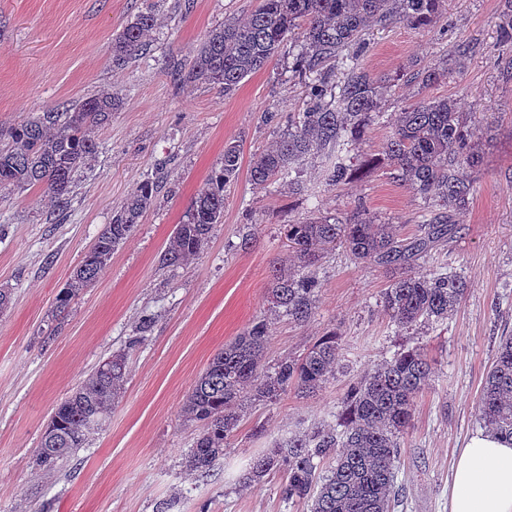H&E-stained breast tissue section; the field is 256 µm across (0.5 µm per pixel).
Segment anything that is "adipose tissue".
I'll return each instance as SVG.
<instances>
[{"label":"adipose tissue","mask_w":512,"mask_h":512,"mask_svg":"<svg viewBox=\"0 0 512 512\" xmlns=\"http://www.w3.org/2000/svg\"><path fill=\"white\" fill-rule=\"evenodd\" d=\"M448 512H512V440L483 432L468 439L453 468Z\"/></svg>","instance_id":"1"}]
</instances>
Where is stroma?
<instances>
[{"instance_id": "obj_1", "label": "stroma", "mask_w": 512, "mask_h": 512, "mask_svg": "<svg viewBox=\"0 0 512 512\" xmlns=\"http://www.w3.org/2000/svg\"><path fill=\"white\" fill-rule=\"evenodd\" d=\"M257 0H0V127L62 109L101 92L120 107L93 130L95 157L79 174L65 209L42 192L0 189V288L11 304L0 312V512H309L284 501L282 475L245 488L251 458L282 440L335 422L349 383L418 347L434 373L418 395L401 446L394 512H448V484L460 448L481 427L476 402L501 337L512 335V74L504 71L499 19L512 0H443L436 23L414 29L391 21L369 27L358 66L392 84L379 116L350 147L351 160L382 156L403 107L421 98L454 99L483 135L471 171L474 191L455 216L461 231L440 250L449 271L469 283L446 323L401 331L380 297L388 274L351 261L343 248L325 252L311 319L295 324L275 312L268 288L288 265L283 227L317 215L345 217L363 206L379 223L414 234L428 210L386 165L330 186L333 155L314 150L289 179L257 189L256 154L278 130L263 115L303 111L304 82L291 66L300 40L288 41L269 66L233 94L179 85L171 60L193 50L225 17H244ZM157 24L142 54L112 64V40L138 12ZM453 60L448 79L421 87L416 74ZM239 144L242 164L224 189V221L214 225L199 258L163 266L176 224ZM160 185L155 203L116 250L99 278L53 315L55 298L93 246L112 213L140 181ZM154 322L136 348L128 342L143 316ZM256 319L266 320L265 364L307 351L326 331L339 342L336 377L316 392H288L245 410L207 478L187 472L184 453L196 435L180 406L196 377L225 344ZM127 351V374L109 421L78 455L52 467L35 462L56 405L98 364Z\"/></svg>"}]
</instances>
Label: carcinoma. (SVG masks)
Wrapping results in <instances>:
<instances>
[{
  "instance_id": "carcinoma-1",
  "label": "carcinoma",
  "mask_w": 512,
  "mask_h": 512,
  "mask_svg": "<svg viewBox=\"0 0 512 512\" xmlns=\"http://www.w3.org/2000/svg\"><path fill=\"white\" fill-rule=\"evenodd\" d=\"M442 0H261L244 21L227 18L209 31L188 63L173 65L183 84L218 85L234 91L248 76L264 69L292 37L302 53L293 72L311 75L307 103L288 114L286 130L254 159L251 182L264 188L289 174L294 161L315 149L335 148L345 137H361L382 107L390 78L375 76L352 63L336 87L328 64L363 44L374 23L399 21L426 28L437 19ZM156 25L152 12H139L112 40V65L136 58L143 39ZM424 87L448 79V64L418 75ZM119 99L90 95L64 112L48 109L27 122L0 130V188L28 187L68 203L75 180L97 153L92 130L107 124ZM478 128L468 124L448 98L408 104L387 142L384 160L401 183L438 207L425 216L416 233L406 237L399 224H377L362 208L348 218L312 217L286 225L295 262L274 274L273 308L295 322L311 317L321 283L316 273L320 251L343 244L359 263L391 274L381 303L400 329L445 321L458 308L468 285L438 264L425 274L415 271L421 259L445 238L459 233L455 215L466 208L473 189L465 173L478 166ZM238 144L224 147L218 174L192 200L186 219L176 225L162 258L167 265L197 259L214 225L224 219V188L238 174ZM355 170L341 156L327 173L330 185L353 180ZM158 194V183H138L112 214L82 262L56 296L55 311L64 312L108 265L112 254L134 232ZM268 325L255 319L214 355L195 380L182 406L183 420L198 430L184 454L186 469L210 476L224 458V441L237 428L248 404L272 402L294 390L313 393L336 374V333L322 336L306 353L285 357L269 370L261 362ZM127 354L117 352L61 401L41 437L36 463L53 466L86 446L106 423L126 377ZM432 374L419 348H408L350 383L334 425L320 426L289 438L254 457L241 477L244 487L259 485L282 473L287 501L305 500L310 512H392L403 489L396 486L401 438L411 426L414 402ZM478 421L487 431L512 439V336L503 337L477 400Z\"/></svg>"
}]
</instances>
